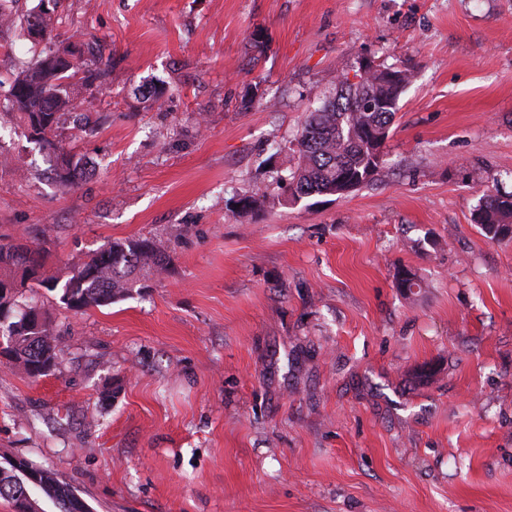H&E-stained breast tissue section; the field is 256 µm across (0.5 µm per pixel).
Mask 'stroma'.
<instances>
[{"instance_id":"stroma-1","label":"stroma","mask_w":512,"mask_h":512,"mask_svg":"<svg viewBox=\"0 0 512 512\" xmlns=\"http://www.w3.org/2000/svg\"><path fill=\"white\" fill-rule=\"evenodd\" d=\"M110 56L62 185L0 121V233L47 274L114 240L171 263L80 311L61 365L0 357V466L92 512H512V0H58ZM31 42L0 29V107ZM405 71L384 163L343 196L274 188L308 112L363 64ZM262 190L260 206L242 196ZM420 286L406 293L397 274ZM474 222L490 239L503 240L508 234L512 238V195L488 191L476 210ZM32 467L25 459H16L12 465L16 471H19L27 479L28 484L37 490L40 487L41 469L38 465L31 462ZM46 469V468H45ZM41 492L44 496L51 500L58 509V512H73L71 507V499L78 495L70 488V486L58 479V477L50 470H44L41 476Z\"/></svg>"}]
</instances>
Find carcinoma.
<instances>
[{"label":"carcinoma","mask_w":512,"mask_h":512,"mask_svg":"<svg viewBox=\"0 0 512 512\" xmlns=\"http://www.w3.org/2000/svg\"><path fill=\"white\" fill-rule=\"evenodd\" d=\"M22 35L34 33L46 39L52 32L51 13L35 6L27 14L15 17L0 3V21ZM65 56L48 60L42 50L35 58L22 63L12 81L8 106L4 114L17 121L24 130L38 135L39 149L52 162V171L62 184H73L85 174L82 159L64 151L59 136L66 116L81 107H90L95 101L91 87L101 76L103 54L84 57L81 47L63 46ZM80 78L88 91L80 96L72 80ZM359 82L343 77L336 96L311 112L304 121L297 139L296 166L286 177L274 178L277 186H284L296 200L314 194L337 195L344 188L341 180L360 187L372 181L380 162L374 157L370 140L388 139L390 125L398 109V101L407 84V74L386 67L370 78L359 72ZM474 222L490 239L502 240L512 231V195L487 192L474 215ZM169 263L147 238L114 241L88 255L73 266L77 274H68L65 281L42 275L31 279L20 278L22 288H59L60 302L69 309H84L112 304L129 292V275L138 267L163 268ZM40 250L20 241L5 238L0 243V289L4 282L14 279L20 270L43 268ZM23 293L16 290L8 301H0V336L16 337L13 354L16 359L33 366L30 377L37 379L54 372L59 366V349L47 321L31 319L38 313L34 307L20 310ZM21 475L11 469L0 470V498L17 502L18 480ZM41 492L51 500L58 512H73L71 499L75 496L70 486L50 470L41 476Z\"/></svg>","instance_id":"obj_1"}]
</instances>
